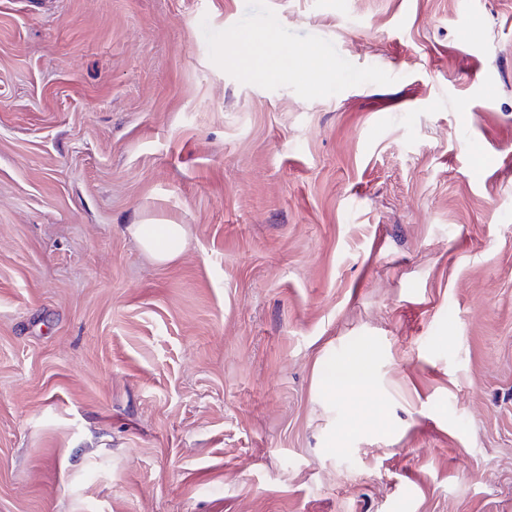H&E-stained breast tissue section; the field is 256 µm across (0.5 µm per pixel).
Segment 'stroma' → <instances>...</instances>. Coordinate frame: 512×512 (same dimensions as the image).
Listing matches in <instances>:
<instances>
[{
  "instance_id": "obj_1",
  "label": "stroma",
  "mask_w": 512,
  "mask_h": 512,
  "mask_svg": "<svg viewBox=\"0 0 512 512\" xmlns=\"http://www.w3.org/2000/svg\"><path fill=\"white\" fill-rule=\"evenodd\" d=\"M0 512H512V0H0ZM129 234L141 249L159 263L178 257L185 249L188 231L185 224L144 220L127 226ZM369 356L359 353L349 366L332 367L323 374V382L332 389L353 391L363 386L370 377Z\"/></svg>"
}]
</instances>
